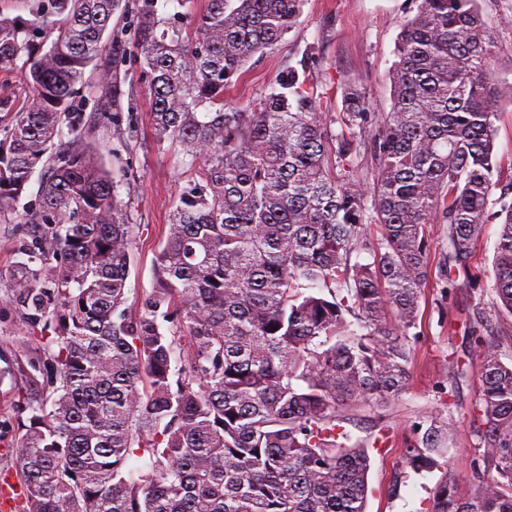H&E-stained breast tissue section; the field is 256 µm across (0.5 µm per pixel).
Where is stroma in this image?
Masks as SVG:
<instances>
[{
    "instance_id": "obj_1",
    "label": "stroma",
    "mask_w": 512,
    "mask_h": 512,
    "mask_svg": "<svg viewBox=\"0 0 512 512\" xmlns=\"http://www.w3.org/2000/svg\"><path fill=\"white\" fill-rule=\"evenodd\" d=\"M421 0H304L299 25L259 61L249 63L236 85L226 92L224 105L236 108L259 97L276 84L283 71L295 65L307 45L318 50L312 72L324 98L323 106L337 113L342 108L345 84L363 88L372 112H390L393 92L389 75L397 59L399 33ZM493 40L491 66L501 80L512 84V0H481ZM127 95L121 128L99 125L89 142L104 165L121 174L119 189L138 231L132 240L127 286L131 304L154 286L153 261L162 244L163 226L179 191L191 177L169 151L158 150L152 127V100L137 55L126 66ZM30 96L24 69L0 72V127L12 113L22 111ZM40 175H33L20 204L0 210V478L14 477V459L21 436L18 424L30 404L51 393L45 363L47 351L40 328L29 312L12 301V274L22 252L32 243L30 225L21 223L24 203L40 190ZM497 222L485 224L471 263L473 282L448 285L446 225H428L429 279L420 300L416 324L408 332L412 346L410 380L404 391L385 404L363 403L349 413L345 425L351 440L368 439L373 427H383L385 447L370 449L367 512H431L436 486L445 478L455 481L456 496L472 499L477 492L476 471L481 462L479 440L469 425L477 397L475 382L461 383L456 396L448 394V373L469 347L467 336L472 308L477 301L494 302V256ZM452 414L453 447L429 468L405 467V454L415 444V425L424 416Z\"/></svg>"
}]
</instances>
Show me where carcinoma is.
Returning <instances> with one entry per match:
<instances>
[{
  "label": "carcinoma",
  "mask_w": 512,
  "mask_h": 512,
  "mask_svg": "<svg viewBox=\"0 0 512 512\" xmlns=\"http://www.w3.org/2000/svg\"><path fill=\"white\" fill-rule=\"evenodd\" d=\"M122 2L42 0L29 20L0 16V71L23 62L32 94L0 130V209L42 176L22 216L34 230L13 297L53 332L51 395L20 422L14 512H366L370 456L341 430L345 411L386 402L409 380L427 224H447L452 287L496 191L497 303H478L472 319L512 316V181L494 178L495 121L512 86L491 69L480 0H422L399 35L393 110L368 140L375 114L356 83L342 112L318 111L312 45L278 86L224 109V91L295 27L303 0H207L190 19L168 13L171 0H133L157 147L180 148L194 172L138 314L126 288L134 225L87 142L94 126L74 113L91 101L98 120L120 126L127 42L105 35ZM60 13L51 46L34 43ZM104 53L97 88L84 75ZM367 152L365 189L352 159ZM363 253L370 260L353 259ZM471 340L479 492L461 502L448 477L432 512H512V364ZM453 427L428 417L406 464H434ZM134 456L149 463L129 471Z\"/></svg>",
  "instance_id": "1"
}]
</instances>
